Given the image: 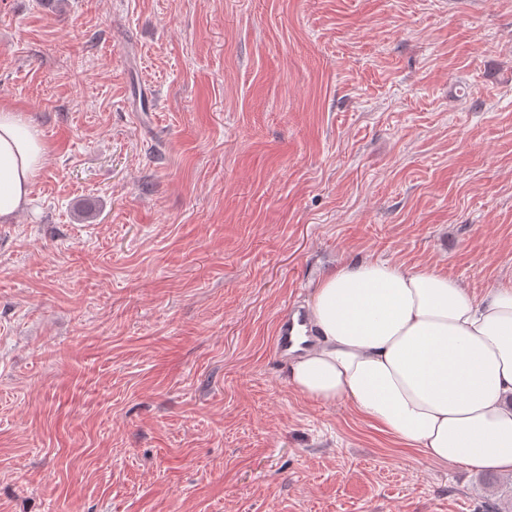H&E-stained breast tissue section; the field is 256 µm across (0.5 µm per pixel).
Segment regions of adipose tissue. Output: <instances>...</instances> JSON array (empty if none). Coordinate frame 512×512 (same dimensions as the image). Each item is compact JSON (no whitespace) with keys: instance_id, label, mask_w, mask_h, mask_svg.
<instances>
[{"instance_id":"ef3b65f1","label":"adipose tissue","mask_w":512,"mask_h":512,"mask_svg":"<svg viewBox=\"0 0 512 512\" xmlns=\"http://www.w3.org/2000/svg\"><path fill=\"white\" fill-rule=\"evenodd\" d=\"M45 162L39 130L0 107V223ZM308 307L315 342L287 365L297 392L434 462L512 474V287L479 297L436 268L374 259L326 273Z\"/></svg>"}]
</instances>
